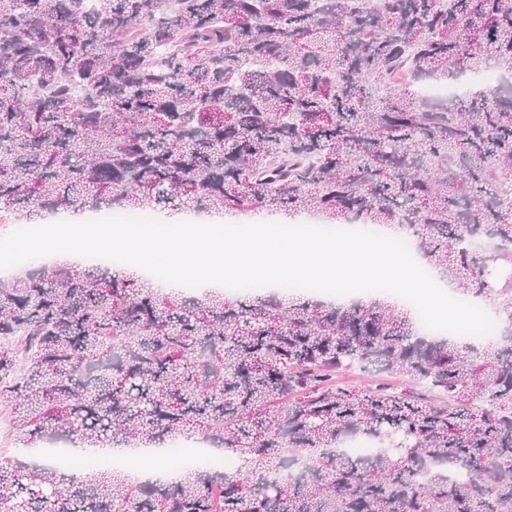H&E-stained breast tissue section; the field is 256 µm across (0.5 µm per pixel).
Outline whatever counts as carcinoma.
Returning a JSON list of instances; mask_svg holds the SVG:
<instances>
[{
  "mask_svg": "<svg viewBox=\"0 0 512 512\" xmlns=\"http://www.w3.org/2000/svg\"><path fill=\"white\" fill-rule=\"evenodd\" d=\"M490 65L512 77V0H0V208L386 226L507 314L480 348L394 299L31 268L0 286L18 447L202 439L240 467L8 462L0 512H512V83L447 101L404 84ZM354 366L439 403L337 385Z\"/></svg>",
  "mask_w": 512,
  "mask_h": 512,
  "instance_id": "cac0c4a2",
  "label": "carcinoma"
}]
</instances>
